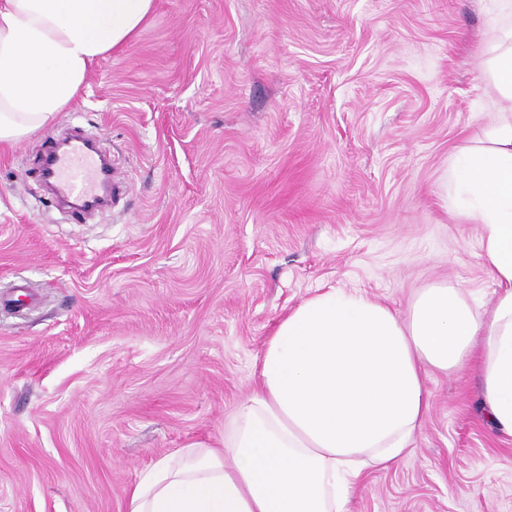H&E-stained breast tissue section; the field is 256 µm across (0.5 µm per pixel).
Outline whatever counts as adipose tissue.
Wrapping results in <instances>:
<instances>
[{"instance_id": "obj_1", "label": "adipose tissue", "mask_w": 512, "mask_h": 512, "mask_svg": "<svg viewBox=\"0 0 512 512\" xmlns=\"http://www.w3.org/2000/svg\"><path fill=\"white\" fill-rule=\"evenodd\" d=\"M484 80L497 113L454 151L445 205L479 225L497 286L419 291L406 313L329 288L266 341L223 449L190 445L141 473L126 512H348L365 470L397 464L430 409L429 369L477 363L483 403L512 435V0H489ZM154 0H0V146L50 126L91 64L125 45Z\"/></svg>"}]
</instances>
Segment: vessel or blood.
<instances>
[{"label": "vessel or blood", "mask_w": 512, "mask_h": 512, "mask_svg": "<svg viewBox=\"0 0 512 512\" xmlns=\"http://www.w3.org/2000/svg\"><path fill=\"white\" fill-rule=\"evenodd\" d=\"M34 181L53 184L73 201L75 212L95 205L101 188L112 182V169L104 164L95 142L82 135L70 138L63 149H49L31 173Z\"/></svg>", "instance_id": "vessel-or-blood-1"}]
</instances>
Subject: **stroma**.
<instances>
[{"label":"stroma","instance_id":"1","mask_svg":"<svg viewBox=\"0 0 512 512\" xmlns=\"http://www.w3.org/2000/svg\"><path fill=\"white\" fill-rule=\"evenodd\" d=\"M484 0H155L50 128L0 148V512H126L140 473L224 423L278 321L323 288L406 313L492 299L441 181L493 120ZM77 127L112 156L85 219L31 180ZM349 512H512V435L478 371Z\"/></svg>","mask_w":512,"mask_h":512}]
</instances>
